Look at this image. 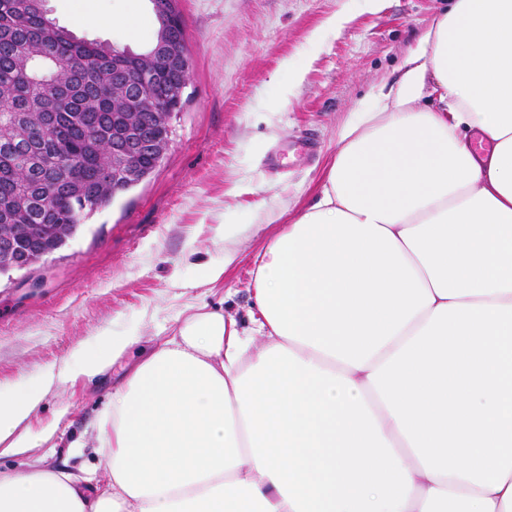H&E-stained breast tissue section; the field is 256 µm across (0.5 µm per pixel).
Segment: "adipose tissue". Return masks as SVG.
Returning <instances> with one entry per match:
<instances>
[{"instance_id":"obj_1","label":"adipose tissue","mask_w":512,"mask_h":512,"mask_svg":"<svg viewBox=\"0 0 512 512\" xmlns=\"http://www.w3.org/2000/svg\"><path fill=\"white\" fill-rule=\"evenodd\" d=\"M253 291L251 329L187 307L113 390L106 483L0 473V512H512V0L428 26ZM134 342L0 397V447L50 441L29 419L55 381Z\"/></svg>"}]
</instances>
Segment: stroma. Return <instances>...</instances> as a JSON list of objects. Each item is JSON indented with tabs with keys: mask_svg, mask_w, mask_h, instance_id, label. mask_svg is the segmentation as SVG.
I'll list each match as a JSON object with an SVG mask.
<instances>
[{
	"mask_svg": "<svg viewBox=\"0 0 512 512\" xmlns=\"http://www.w3.org/2000/svg\"><path fill=\"white\" fill-rule=\"evenodd\" d=\"M99 22L79 21L77 4ZM450 0H178L191 74L172 139L141 183L93 213L77 236L30 270L0 278V394L97 346L101 331L138 343L90 380L57 384L33 414L55 445L0 454V469H106L93 449L113 389L170 338L186 306L250 324L257 255L322 189L341 127L393 84L420 33ZM77 36L140 52L156 39L150 0H45ZM137 14L135 27L124 19ZM317 144L301 149L303 137ZM237 256L224 261V227ZM223 277L209 281L212 267Z\"/></svg>",
	"mask_w": 512,
	"mask_h": 512,
	"instance_id": "35a3bbf8",
	"label": "stroma"
}]
</instances>
